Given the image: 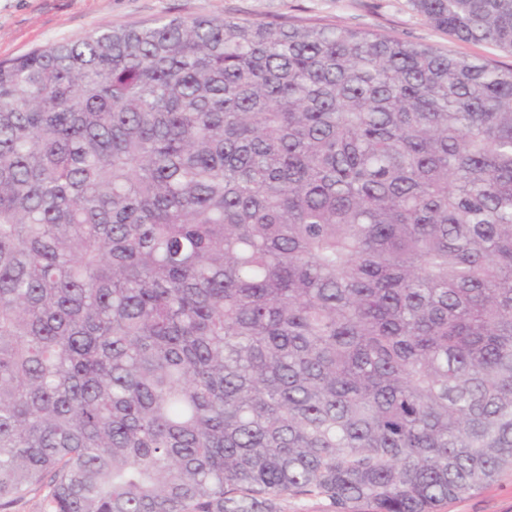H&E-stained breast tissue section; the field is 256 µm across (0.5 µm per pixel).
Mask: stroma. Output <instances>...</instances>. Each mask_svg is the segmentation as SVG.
I'll return each mask as SVG.
<instances>
[{"label":"stroma","mask_w":512,"mask_h":512,"mask_svg":"<svg viewBox=\"0 0 512 512\" xmlns=\"http://www.w3.org/2000/svg\"><path fill=\"white\" fill-rule=\"evenodd\" d=\"M169 16H221L276 25L286 21L336 24L387 32L402 40L510 67L512 54L466 43L429 24L410 0H0V60L53 42L81 37L102 25H141ZM438 512H512V471Z\"/></svg>","instance_id":"obj_1"}]
</instances>
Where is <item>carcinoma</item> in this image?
<instances>
[{
	"label": "carcinoma",
	"instance_id": "1",
	"mask_svg": "<svg viewBox=\"0 0 512 512\" xmlns=\"http://www.w3.org/2000/svg\"><path fill=\"white\" fill-rule=\"evenodd\" d=\"M512 53V0H411ZM512 469V67L338 25L0 61V509L437 512ZM47 492L46 486H34L17 497L2 512H44ZM277 504L278 512H336L331 502L320 496H286Z\"/></svg>",
	"mask_w": 512,
	"mask_h": 512
}]
</instances>
